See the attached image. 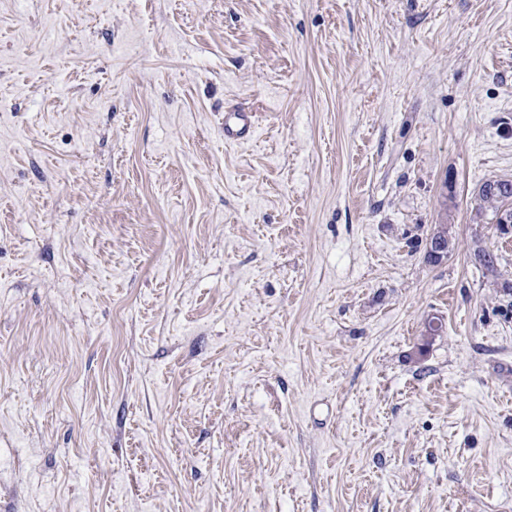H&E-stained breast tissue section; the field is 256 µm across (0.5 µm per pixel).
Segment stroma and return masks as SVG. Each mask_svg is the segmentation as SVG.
Listing matches in <instances>:
<instances>
[{
	"mask_svg": "<svg viewBox=\"0 0 512 512\" xmlns=\"http://www.w3.org/2000/svg\"><path fill=\"white\" fill-rule=\"evenodd\" d=\"M491 178L512 0H0V512H512ZM255 130L254 113L232 109L224 114V139L239 141L249 138Z\"/></svg>",
	"mask_w": 512,
	"mask_h": 512,
	"instance_id": "obj_1",
	"label": "stroma"
}]
</instances>
